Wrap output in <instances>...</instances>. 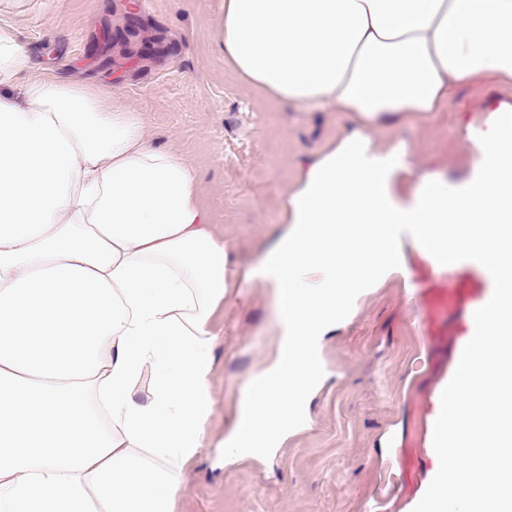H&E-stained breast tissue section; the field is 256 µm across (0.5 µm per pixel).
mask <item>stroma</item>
Here are the masks:
<instances>
[{"instance_id": "obj_1", "label": "stroma", "mask_w": 512, "mask_h": 512, "mask_svg": "<svg viewBox=\"0 0 512 512\" xmlns=\"http://www.w3.org/2000/svg\"><path fill=\"white\" fill-rule=\"evenodd\" d=\"M224 0H0L38 70L92 85L141 114L150 142L176 148L197 176L211 230L241 271L285 232V207L302 166L349 130L346 113L295 109L248 87L216 49ZM512 133V85L485 74L441 111L372 128L411 171L408 198L438 176L452 189L480 170L473 140L489 124ZM410 279L390 277L352 319L324 337L328 378L302 425L274 454L228 464L223 443L240 392L275 350L277 310L260 283L230 287L211 316L215 401L202 448L183 469L173 512H413L432 479L431 420L469 334V311L494 285L469 257L453 271L420 252Z\"/></svg>"}]
</instances>
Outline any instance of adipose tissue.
<instances>
[{"instance_id":"obj_1","label":"adipose tissue","mask_w":512,"mask_h":512,"mask_svg":"<svg viewBox=\"0 0 512 512\" xmlns=\"http://www.w3.org/2000/svg\"><path fill=\"white\" fill-rule=\"evenodd\" d=\"M217 45L270 100L347 113L348 134L289 196L287 231L254 274L275 293L274 361L241 390L224 454L279 447L324 375L320 345L402 262L414 225L433 264L478 250L495 289L470 316L469 356L433 425L435 474L418 512H471L512 437V135L474 143L496 162L458 194L425 179L399 201L397 148L367 131L435 112L483 73L512 83V0H224ZM20 99H13V92ZM196 174L151 146L110 93L36 70L0 29V512H172L214 399L210 316L232 267ZM153 376L137 401L142 373Z\"/></svg>"}]
</instances>
